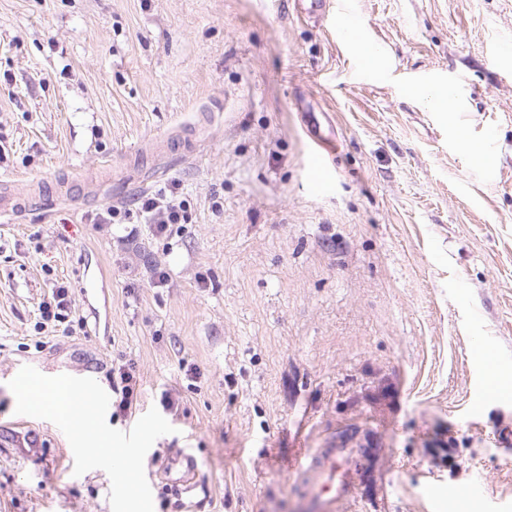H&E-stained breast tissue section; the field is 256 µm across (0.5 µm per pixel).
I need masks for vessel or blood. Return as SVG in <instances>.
Wrapping results in <instances>:
<instances>
[{
	"label": "vessel or blood",
	"mask_w": 512,
	"mask_h": 512,
	"mask_svg": "<svg viewBox=\"0 0 512 512\" xmlns=\"http://www.w3.org/2000/svg\"><path fill=\"white\" fill-rule=\"evenodd\" d=\"M360 461L359 449L336 440L305 454L297 472L307 478L306 512H342L353 495Z\"/></svg>",
	"instance_id": "obj_1"
}]
</instances>
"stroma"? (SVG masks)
<instances>
[{"label": "stroma", "instance_id": "obj_1", "mask_svg": "<svg viewBox=\"0 0 512 512\" xmlns=\"http://www.w3.org/2000/svg\"><path fill=\"white\" fill-rule=\"evenodd\" d=\"M435 82L451 113L411 97ZM315 130L340 144L321 187ZM0 136L26 202L0 219V512H112L8 383L108 391L125 362L174 428L154 512H304L297 463L332 437L369 451L343 512H512V390L485 396L512 382V0H0ZM174 178L183 229L90 223ZM57 279L68 337L37 328Z\"/></svg>", "mask_w": 512, "mask_h": 512}]
</instances>
